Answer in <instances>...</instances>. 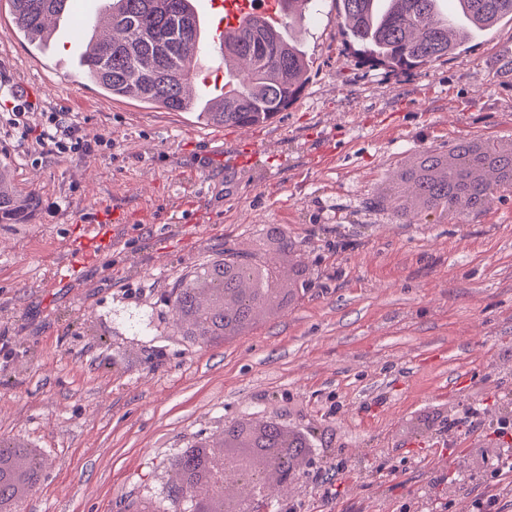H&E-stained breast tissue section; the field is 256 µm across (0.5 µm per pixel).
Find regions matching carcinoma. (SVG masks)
<instances>
[{
    "mask_svg": "<svg viewBox=\"0 0 512 512\" xmlns=\"http://www.w3.org/2000/svg\"><path fill=\"white\" fill-rule=\"evenodd\" d=\"M18 33L39 53L50 49L47 17L68 11L71 0H8ZM109 11L93 25L91 51L78 62L75 76L114 99L197 113L212 126H254L285 111L302 93L310 70L306 54L282 29L298 0H280L281 20L257 28L251 18L224 34V62L246 63L249 77L224 91L214 105L191 101L199 81L194 56L202 27L190 10L192 0H107ZM350 41L370 66L410 70L454 54L475 34L512 21V0H456L460 25L441 12L443 0H336ZM416 192L439 200L446 210L473 209L479 202L448 197V184L428 183ZM32 197L13 186L0 165V224H19Z\"/></svg>",
    "mask_w": 512,
    "mask_h": 512,
    "instance_id": "carcinoma-1",
    "label": "carcinoma"
}]
</instances>
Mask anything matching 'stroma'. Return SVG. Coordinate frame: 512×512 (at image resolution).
I'll return each instance as SVG.
<instances>
[{
    "instance_id": "stroma-1",
    "label": "stroma",
    "mask_w": 512,
    "mask_h": 512,
    "mask_svg": "<svg viewBox=\"0 0 512 512\" xmlns=\"http://www.w3.org/2000/svg\"><path fill=\"white\" fill-rule=\"evenodd\" d=\"M285 33L308 84L251 140L225 128L228 150L195 113L71 81L67 35L32 52L0 0V162L33 199L26 223L0 224V451L45 462L16 512L166 500L170 458L247 414L314 445L271 512H468L482 495L512 512V471L483 462L512 399V183L448 212L408 182L462 146L512 156V21L409 71L363 65L336 0ZM21 99L90 152L39 154L12 124ZM228 251L278 256L295 298L190 341L165 298Z\"/></svg>"
}]
</instances>
